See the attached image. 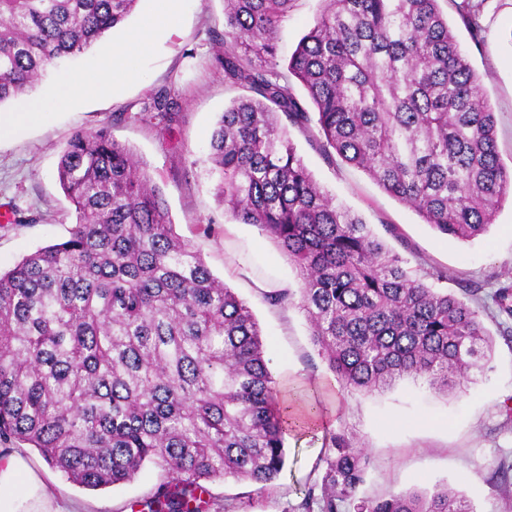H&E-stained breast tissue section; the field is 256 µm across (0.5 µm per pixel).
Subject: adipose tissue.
Instances as JSON below:
<instances>
[{"label": "adipose tissue", "mask_w": 512, "mask_h": 512, "mask_svg": "<svg viewBox=\"0 0 512 512\" xmlns=\"http://www.w3.org/2000/svg\"><path fill=\"white\" fill-rule=\"evenodd\" d=\"M175 3L158 0L143 28L131 32L122 45L101 48L90 58L85 73L69 87V94L100 97L110 92L114 78L132 77L131 52L148 51L155 36L169 26ZM0 512H76V508L71 502L55 500L27 460L10 452L0 456Z\"/></svg>", "instance_id": "1"}]
</instances>
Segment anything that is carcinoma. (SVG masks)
<instances>
[{
  "mask_svg": "<svg viewBox=\"0 0 512 512\" xmlns=\"http://www.w3.org/2000/svg\"><path fill=\"white\" fill-rule=\"evenodd\" d=\"M296 0H224V79L250 92L224 109L207 162L224 211L274 239L300 288L267 294L304 314L339 390L399 383L466 392L492 342L472 302L442 293L312 177L280 117L314 126L328 157L362 169L439 233L484 234L508 194L495 119L438 0H323L276 68ZM138 0H0V106L48 67L101 44ZM314 106L306 111L293 82ZM171 90L144 112L175 115ZM76 222L69 237L0 273V442L26 444L75 485L97 490L162 472L129 504L211 512L209 485L266 484L285 435L309 425L280 396L247 303L176 235L151 176L108 128L78 131L57 169ZM512 317V283L494 296ZM311 512H472L446 487L359 499L371 457L346 422L325 431Z\"/></svg>",
  "mask_w": 512,
  "mask_h": 512,
  "instance_id": "cac0c4a2",
  "label": "carcinoma"
}]
</instances>
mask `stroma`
Instances as JSON below:
<instances>
[{"mask_svg": "<svg viewBox=\"0 0 512 512\" xmlns=\"http://www.w3.org/2000/svg\"><path fill=\"white\" fill-rule=\"evenodd\" d=\"M439 0L460 49L480 79L496 116L497 146L512 164V0H483L481 30L471 33L458 6ZM321 0H297L283 22L276 63L286 67L300 38L313 26ZM224 36L223 0H182L175 23L147 53L135 56L136 78L119 82L112 95L64 99L60 92L84 69L77 58L50 70L34 91L52 106L39 123L18 129L0 143V206L10 205L21 223H0V271L40 247L65 241L76 221L58 182L60 156L73 133L108 128L145 164L162 189L176 232L190 240L214 275L252 309L263 332L266 357L282 396L301 392L323 408V424L287 438L288 461L272 482L227 481L213 488L219 512H298L304 487L324 452L325 427L346 421L372 459L359 494L432 489L439 483L463 495L474 512H512V318L495 311L481 319L492 340L484 374L457 398L400 384L375 397L344 395L322 361L297 309L270 305L266 294L299 288L295 269L278 244L254 225L225 214L216 197L217 178L201 158L221 113L243 88L225 83L216 61ZM170 88L178 112L173 120L146 122L137 114L151 91ZM288 133L314 179L358 214L409 265L437 270L440 288L464 296L476 286L491 297L512 282V201H504L488 232L460 242L440 235L407 205L388 195L362 170L321 152L312 132L297 125ZM212 223L211 234L198 227ZM40 471L57 495L80 512H122L143 500L161 480L148 467L121 487L79 488L48 466Z\"/></svg>", "mask_w": 512, "mask_h": 512, "instance_id": "obj_1", "label": "stroma"}]
</instances>
